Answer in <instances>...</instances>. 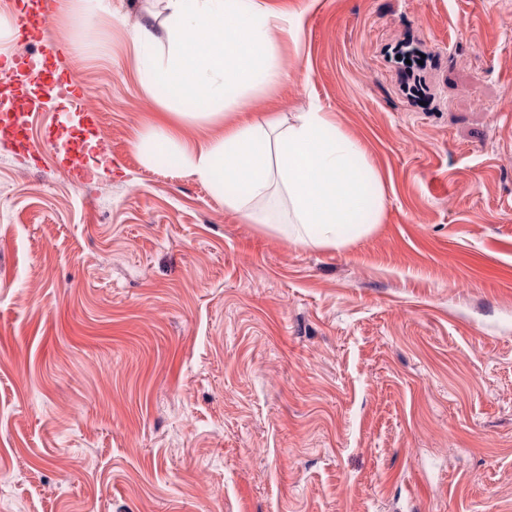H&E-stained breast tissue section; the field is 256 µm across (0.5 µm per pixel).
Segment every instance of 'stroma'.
Wrapping results in <instances>:
<instances>
[{
    "label": "stroma",
    "mask_w": 512,
    "mask_h": 512,
    "mask_svg": "<svg viewBox=\"0 0 512 512\" xmlns=\"http://www.w3.org/2000/svg\"><path fill=\"white\" fill-rule=\"evenodd\" d=\"M112 2L55 18L104 173L0 143V512H512V0H267L304 35L252 112L318 106L381 178L340 251L142 159L166 12Z\"/></svg>",
    "instance_id": "1"
}]
</instances>
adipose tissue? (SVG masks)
I'll use <instances>...</instances> for the list:
<instances>
[{"mask_svg":"<svg viewBox=\"0 0 512 512\" xmlns=\"http://www.w3.org/2000/svg\"><path fill=\"white\" fill-rule=\"evenodd\" d=\"M164 3V44L146 27L129 36L143 87L188 105V120L221 111L230 119L200 147L180 123L147 124L136 143L145 161L189 169L225 210L302 245L339 250L371 233L383 188L357 139L317 108L247 114L252 99L280 84L282 51L298 44L300 20L265 0Z\"/></svg>","mask_w":512,"mask_h":512,"instance_id":"obj_1","label":"adipose tissue"}]
</instances>
